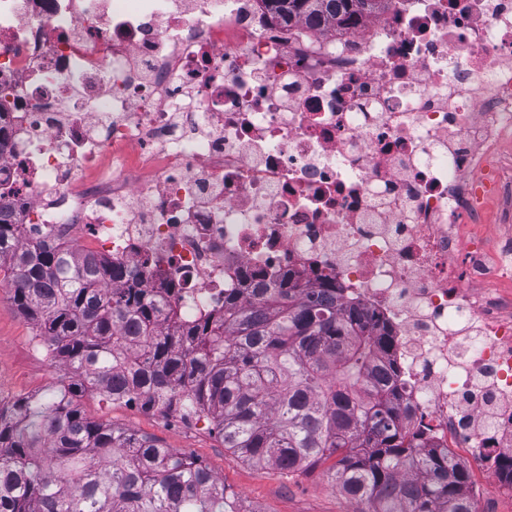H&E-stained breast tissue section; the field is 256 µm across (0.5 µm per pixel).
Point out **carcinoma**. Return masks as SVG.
Here are the masks:
<instances>
[{
	"label": "carcinoma",
	"instance_id": "cac0c4a2",
	"mask_svg": "<svg viewBox=\"0 0 512 512\" xmlns=\"http://www.w3.org/2000/svg\"><path fill=\"white\" fill-rule=\"evenodd\" d=\"M290 20H336L382 0H268ZM0 215V272L51 356L72 371L53 405L0 411V512H241L202 462L156 439L88 419L98 392L142 407L205 414L224 447L284 472L332 456L331 477L368 512H474L460 460L417 446L401 421L403 387L378 363L386 336L336 289L281 284L224 315L158 330L135 273L37 240ZM128 281L112 288V278Z\"/></svg>",
	"mask_w": 512,
	"mask_h": 512
}]
</instances>
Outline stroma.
I'll return each instance as SVG.
<instances>
[{
  "label": "stroma",
  "mask_w": 512,
  "mask_h": 512,
  "mask_svg": "<svg viewBox=\"0 0 512 512\" xmlns=\"http://www.w3.org/2000/svg\"><path fill=\"white\" fill-rule=\"evenodd\" d=\"M35 330L19 315L9 290L0 281V410L20 399L48 406L57 401L70 371L33 349ZM91 420L152 437L165 447L207 465L234 494L241 512H364L363 503L342 493L331 479L332 460L285 473L244 462L225 448L210 418H188L177 412L145 410L99 394L80 400Z\"/></svg>",
  "instance_id": "obj_1"
}]
</instances>
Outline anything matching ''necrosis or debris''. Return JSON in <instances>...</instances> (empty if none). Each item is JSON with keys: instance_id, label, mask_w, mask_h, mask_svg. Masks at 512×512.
Segmentation results:
<instances>
[{"instance_id": "obj_1", "label": "necrosis or debris", "mask_w": 512, "mask_h": 512, "mask_svg": "<svg viewBox=\"0 0 512 512\" xmlns=\"http://www.w3.org/2000/svg\"><path fill=\"white\" fill-rule=\"evenodd\" d=\"M0 204L181 322L284 275L389 337L404 427L512 494V0H0ZM495 247L473 224L487 201ZM282 17L290 20L306 17L311 19L334 20L349 17L355 11L376 10L382 0H264Z\"/></svg>"}]
</instances>
